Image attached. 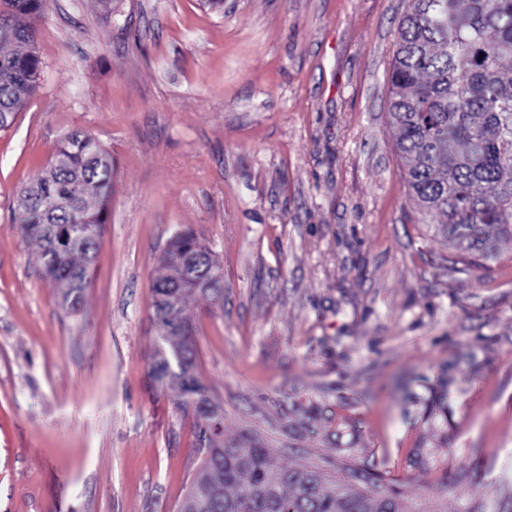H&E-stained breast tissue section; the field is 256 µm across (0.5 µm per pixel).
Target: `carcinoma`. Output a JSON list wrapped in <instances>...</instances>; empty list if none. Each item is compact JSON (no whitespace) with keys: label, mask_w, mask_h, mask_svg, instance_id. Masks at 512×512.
Here are the masks:
<instances>
[{"label":"carcinoma","mask_w":512,"mask_h":512,"mask_svg":"<svg viewBox=\"0 0 512 512\" xmlns=\"http://www.w3.org/2000/svg\"><path fill=\"white\" fill-rule=\"evenodd\" d=\"M45 0H0V130L10 128L40 87L42 61L35 24ZM512 0H412L398 25L389 72V118L398 131L394 150L411 198L436 215L437 234L483 267L498 258L493 227L512 238ZM112 154L90 133L74 131L57 145L48 168L19 193L23 239L37 244L42 276L57 288L58 304L79 311L89 286L102 224L112 197ZM201 246L190 230L176 233L154 281L157 294L183 275L187 251ZM180 293L152 321L158 349L152 371L175 384L177 408L207 392L196 374V345L182 316L192 295ZM199 465L187 493V512H404L382 493H352L308 465L279 464L267 448L243 437L216 445L224 430L192 417Z\"/></svg>","instance_id":"cac0c4a2"}]
</instances>
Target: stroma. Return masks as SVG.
I'll use <instances>...</instances> for the list:
<instances>
[{
  "label": "stroma",
  "instance_id": "stroma-1",
  "mask_svg": "<svg viewBox=\"0 0 512 512\" xmlns=\"http://www.w3.org/2000/svg\"><path fill=\"white\" fill-rule=\"evenodd\" d=\"M409 0H47L41 86L0 131V512H176L195 437L150 376L153 281L195 231L190 299L224 437L395 495L512 512V240L453 264L397 163L387 74ZM117 163L70 313L14 217L73 131Z\"/></svg>",
  "mask_w": 512,
  "mask_h": 512
}]
</instances>
